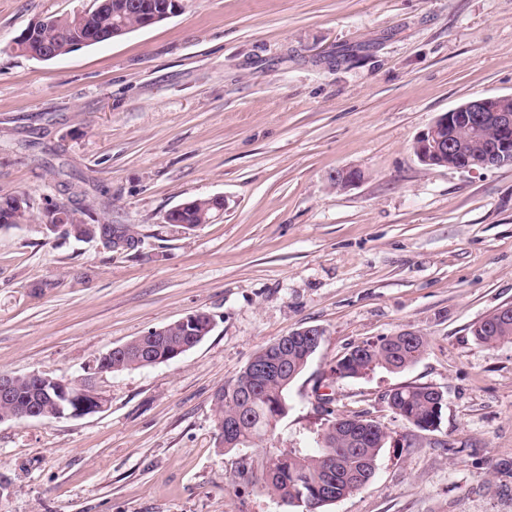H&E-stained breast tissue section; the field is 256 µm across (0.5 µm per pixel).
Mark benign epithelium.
I'll return each mask as SVG.
<instances>
[{
  "label": "benign epithelium",
  "instance_id": "7a95c632",
  "mask_svg": "<svg viewBox=\"0 0 512 512\" xmlns=\"http://www.w3.org/2000/svg\"><path fill=\"white\" fill-rule=\"evenodd\" d=\"M182 8V0H174V7L169 11L162 14L157 12L142 14L135 28L151 26L179 12ZM507 101H512V95L482 97L463 103L439 116L414 142L413 150L419 162L429 167H441L448 165V160L451 159L454 161L453 168L471 172L498 166L500 159L512 155V140L503 139L491 154L473 159L469 156L466 145L457 142L454 129L462 120L472 127L475 136L481 135L483 128L491 122L497 124L503 133L512 129V112L505 106ZM360 179L361 172L355 169L338 171L335 177L336 188L349 189ZM28 377L36 381V388L47 397L59 394L73 399L81 395L85 383L83 379L63 380L38 372L30 373Z\"/></svg>",
  "mask_w": 512,
  "mask_h": 512
}]
</instances>
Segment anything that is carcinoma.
Wrapping results in <instances>:
<instances>
[{
  "label": "carcinoma",
  "instance_id": "carcinoma-1",
  "mask_svg": "<svg viewBox=\"0 0 512 512\" xmlns=\"http://www.w3.org/2000/svg\"><path fill=\"white\" fill-rule=\"evenodd\" d=\"M131 5L124 17L126 24L139 22L141 7L152 9L166 0H96V6L72 18L47 17L42 29L33 39H16V50L34 59L52 47L61 56L72 52L77 38H90L112 30L116 17L112 8L123 3ZM17 197L0 200V227H19L32 221L30 206H15ZM224 203L212 197L192 199V205L177 207L166 214L165 223L173 224L185 232L194 231L215 216ZM40 224H65L70 237L83 241L99 233L102 224L90 214V207L76 206L63 217L45 210L40 214ZM112 233L135 250L141 244L139 233L132 225H117ZM474 333L484 344L512 341V315L501 318L494 310L479 321ZM208 332L200 329L189 331V326L173 321L166 324L165 335L153 339L139 336L124 344V351L107 358L100 355L95 365L112 363V371L121 372L170 362L184 348L198 345ZM313 340L301 336L287 345H266L257 351L242 371L221 386L213 396L216 423L227 434H219L220 445L230 450L253 448L272 433L277 423L287 414L286 392L292 383L291 376L300 374L313 356ZM427 348L422 336H405L394 344L388 337L365 342L353 348L352 360L342 357L336 361V377L362 378L377 368L403 371L416 364ZM35 384L27 376H18L15 398L0 401V420H15L21 405L28 402ZM388 406L402 419L421 430L441 423L444 400L434 392V387L405 385L392 389L385 395ZM40 418L60 419L59 403L52 398L34 402ZM323 427L313 437L316 450L305 453L300 448L265 449L257 458L245 462L235 478L266 489L271 495L293 508V512H322V508L365 487L374 477L377 459L385 447L389 433L373 420L367 425L354 421L362 415L336 416L326 411Z\"/></svg>",
  "mask_w": 512,
  "mask_h": 512
}]
</instances>
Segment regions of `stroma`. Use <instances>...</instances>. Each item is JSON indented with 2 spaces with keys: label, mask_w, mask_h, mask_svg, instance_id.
Listing matches in <instances>:
<instances>
[{
  "label": "stroma",
  "mask_w": 512,
  "mask_h": 512,
  "mask_svg": "<svg viewBox=\"0 0 512 512\" xmlns=\"http://www.w3.org/2000/svg\"><path fill=\"white\" fill-rule=\"evenodd\" d=\"M94 4L0 0V197L38 213L73 193L142 242L0 229V373L77 380L150 328L198 311L215 326L176 360L98 379L101 412L0 422V512H288L235 480L259 450L219 448L212 397L307 326L323 340L263 446L293 447L329 409L390 434L371 482L323 512H512V342L471 333L512 304V166L413 151L445 112L512 95V0H185L49 61L16 50L33 21ZM342 169L361 179L339 191ZM215 195L212 223L164 222ZM404 329L427 340L415 365L336 377ZM406 384L445 390L437 430L388 407Z\"/></svg>",
  "instance_id": "obj_1"
}]
</instances>
